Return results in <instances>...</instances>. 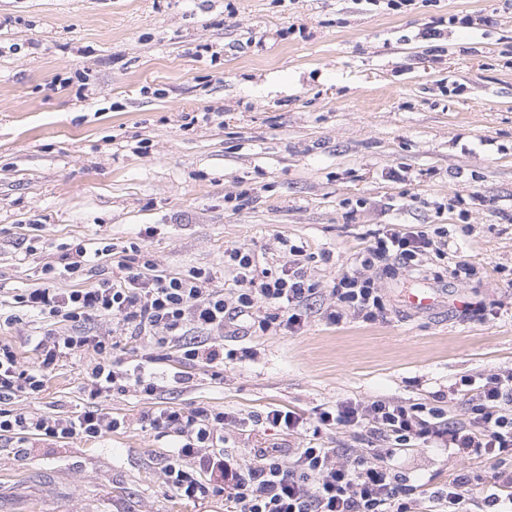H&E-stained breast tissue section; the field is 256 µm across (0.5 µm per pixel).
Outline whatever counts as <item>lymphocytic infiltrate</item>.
<instances>
[{"label": "lymphocytic infiltrate", "mask_w": 512, "mask_h": 512, "mask_svg": "<svg viewBox=\"0 0 512 512\" xmlns=\"http://www.w3.org/2000/svg\"><path fill=\"white\" fill-rule=\"evenodd\" d=\"M447 235L442 227L428 231L413 224L381 225L361 253L358 268L333 280L331 293L336 302L327 310V320L339 323L351 311L367 319L375 317L384 303L370 271L386 276L401 270L419 273L427 255H444ZM113 251L110 244L92 252L77 244L68 248L63 267L45 262L43 286L0 300V307L8 310L6 323L19 322L28 312L73 322L107 316L135 337L149 329L158 331V344H175L185 360L216 368L224 363L223 341H186L188 326L220 332L226 320L245 317L254 332L284 327L293 333L303 327L302 311L319 292L302 262L304 249L297 245L289 246L286 262L262 270L251 252L225 250L224 266L236 285L229 300L223 291L209 287L207 273L161 274L152 260L137 251L119 261L125 272L119 281L104 279L98 285L66 292L53 288L58 276H74L84 271L92 257H108ZM33 342L37 360L29 365L10 343L0 341V439L21 445L33 439H98L121 426L102 405L113 391L152 396L162 388L153 369L154 357H145L130 370L114 369L112 336L48 331ZM84 350L93 352L97 361L80 388L82 403L77 411L64 415L12 407L15 398L44 392L51 373ZM441 415V410L421 403L406 405L385 399H345L312 418L272 409L254 417L253 425L268 424L291 434L305 432L314 424L358 428L387 440L389 446L373 453L313 446L286 451L255 448L247 464L225 444L224 426L232 421L231 413L205 406L170 407L148 414L147 419L152 429L181 440L165 466L173 490L192 501L223 495L232 504V512H416L409 479L391 458L395 449L418 444L451 448L493 465V482L484 497H472L480 478L464 470L434 491L435 512H512V372L483 378L463 421L445 422Z\"/></svg>", "instance_id": "lymphocytic-infiltrate-1"}]
</instances>
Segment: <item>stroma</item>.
<instances>
[{"label":"stroma","instance_id":"stroma-1","mask_svg":"<svg viewBox=\"0 0 512 512\" xmlns=\"http://www.w3.org/2000/svg\"><path fill=\"white\" fill-rule=\"evenodd\" d=\"M206 109L222 122H198ZM381 224L447 225L448 255L420 278L377 279L375 319L325 318L338 273ZM306 250L322 291L291 333L224 327L220 371L155 338H122L118 369L156 359L164 387L115 392L126 425L96 441L0 440V512H224V498L181 500L165 482L179 444L142 426L164 407L248 418L271 408L311 416L350 398L441 406L461 420L475 379L512 369V0H0V288H34L62 244L137 245L159 272L202 269L232 291L224 251L260 266ZM464 261L473 276L451 278ZM434 289V307L402 302ZM493 308L482 317L463 301ZM111 332L37 316L0 328L33 363L32 336ZM97 357L59 367L30 411L73 410ZM228 446L379 448L362 430L288 435L224 427ZM393 464L421 512L465 455L419 445Z\"/></svg>","mask_w":512,"mask_h":512}]
</instances>
